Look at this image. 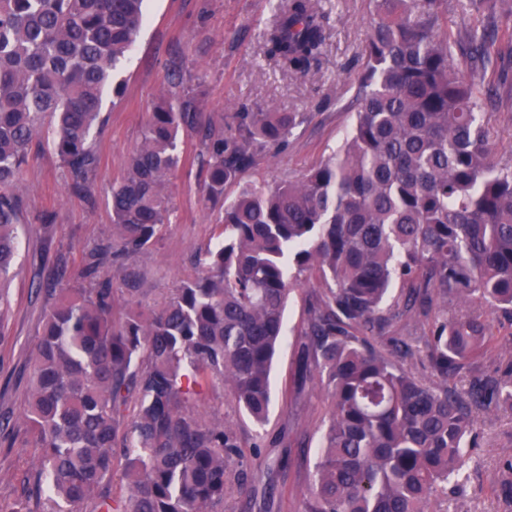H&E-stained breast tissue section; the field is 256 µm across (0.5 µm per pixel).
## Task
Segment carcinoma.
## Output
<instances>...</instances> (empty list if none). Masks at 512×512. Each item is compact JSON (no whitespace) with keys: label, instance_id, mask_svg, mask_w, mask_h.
<instances>
[{"label":"carcinoma","instance_id":"cac0c4a2","mask_svg":"<svg viewBox=\"0 0 512 512\" xmlns=\"http://www.w3.org/2000/svg\"><path fill=\"white\" fill-rule=\"evenodd\" d=\"M371 2L352 130L298 181L224 200V185L287 146L304 117L238 112L226 136L202 122L172 61L171 89L112 186V240L44 314L24 405L37 479L0 512H217L238 443L195 405L219 379L247 416L267 420L289 296L315 280L298 374L327 390L331 413L303 512H431L462 476L473 410L512 409V347L478 309L512 312V162L493 159L484 113L487 68L512 55V6L467 0L479 23L454 30L449 0ZM145 20V0H0V336L30 145L51 120L71 186L91 194L104 97L123 96L118 65ZM325 40L314 0H288L266 52L305 77ZM458 53L468 78L451 63ZM185 129L203 145L204 200L223 201L216 241L160 308L127 299L116 319L112 279L97 274L154 245ZM450 297L471 310L448 315ZM416 314L423 346L390 335Z\"/></svg>","mask_w":512,"mask_h":512}]
</instances>
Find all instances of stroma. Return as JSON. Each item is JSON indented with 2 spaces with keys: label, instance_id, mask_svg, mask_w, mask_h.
<instances>
[{
  "label": "stroma",
  "instance_id": "35a3bbf8",
  "mask_svg": "<svg viewBox=\"0 0 512 512\" xmlns=\"http://www.w3.org/2000/svg\"><path fill=\"white\" fill-rule=\"evenodd\" d=\"M280 0H147V22L118 77L123 96L108 107V123L96 140L98 167L91 196L73 191L45 136L34 138L20 177L24 220L19 226L18 275L0 332V503L21 495L37 469L38 449L28 447L22 415L30 354L41 334L60 268H81L85 253L112 236L111 188L139 144L144 124L168 86L172 58L183 63L184 84L201 93V118L231 127L234 113L301 112L306 120L279 153L259 154L237 182L224 188L234 198L241 186L296 180L326 161L353 124L348 105L368 34L369 0H318L329 17L321 65L297 79L265 54V31ZM179 165L172 178L170 221L157 242L131 262L137 299L158 308L192 274L195 253L215 234L217 210L203 201V148L195 133H181ZM296 352L286 346L272 372V406L265 426L237 407L222 382L197 403L198 412L224 420L235 432L242 458L230 461V479L246 474L248 493L230 491L224 512H302V493L328 425L331 402L318 385L295 388ZM477 447L467 449L462 479L448 487L443 512H512L504 463L512 459V411L475 416Z\"/></svg>",
  "mask_w": 512,
  "mask_h": 512
}]
</instances>
